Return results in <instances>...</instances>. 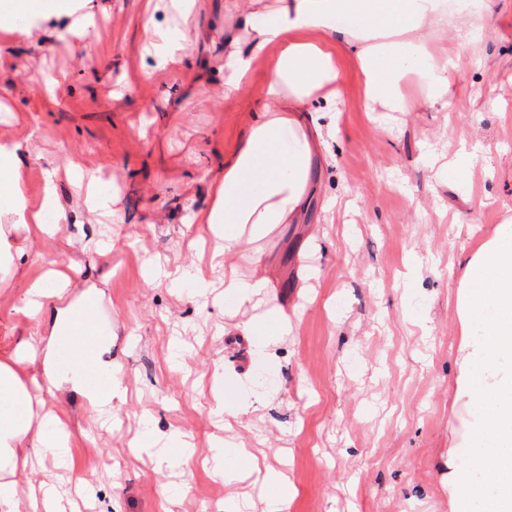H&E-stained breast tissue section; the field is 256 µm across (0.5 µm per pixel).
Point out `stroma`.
Here are the masks:
<instances>
[{"instance_id": "obj_1", "label": "stroma", "mask_w": 512, "mask_h": 512, "mask_svg": "<svg viewBox=\"0 0 512 512\" xmlns=\"http://www.w3.org/2000/svg\"><path fill=\"white\" fill-rule=\"evenodd\" d=\"M226 4L198 0L191 43L163 68L144 49V21L176 28L169 0H88L97 27L83 39L65 14L42 19L35 43L0 31V142L20 144L31 200L56 171L67 216L57 237L33 240L24 266L0 265V362L38 330L23 313L30 279L76 263L73 293L104 292L96 321L123 388L102 427L81 396L44 394L66 413L70 465L31 453L26 467L75 512H218L233 494L265 512L257 476L268 467L287 475L291 512H448V469L470 463L458 446V261L512 215V0H499L481 52L456 61L463 111L365 112L346 68L318 192L302 223L238 248L232 264L246 272L262 257L273 285L260 306L236 308L211 263L217 240L186 229L260 106V61L252 88L222 95ZM462 142L481 148L469 186L429 164ZM73 161L112 180L114 214L87 208L65 172ZM460 214L476 217L472 229ZM152 260L185 279L151 281ZM261 312L288 330L263 355L242 354L240 327ZM240 396L254 397L251 413L225 414ZM149 429L182 432L189 453L174 465L149 454ZM219 439L255 454L236 484L211 463ZM82 478L94 483L87 500Z\"/></svg>"}]
</instances>
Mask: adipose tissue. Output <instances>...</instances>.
Returning <instances> with one entry per match:
<instances>
[{
	"instance_id": "1",
	"label": "adipose tissue",
	"mask_w": 512,
	"mask_h": 512,
	"mask_svg": "<svg viewBox=\"0 0 512 512\" xmlns=\"http://www.w3.org/2000/svg\"><path fill=\"white\" fill-rule=\"evenodd\" d=\"M234 24L251 37L242 52L235 37L224 39V96L249 85L253 63L267 55L262 104L246 138L214 180L209 207L195 213L194 233L224 241L231 257L243 241L264 236L278 224L298 223L313 185V155L324 143L322 127L308 112L336 109L344 69L353 64L368 112H411L422 106L455 111L451 91L455 56L475 49L490 31L497 0H477L472 10L457 0H233ZM447 28L450 43H434V28ZM420 96L410 101L408 81ZM19 145L0 142V213L35 238L48 232L45 210L56 202L46 182L40 203L30 204L20 180ZM456 292V315L463 336L464 366L459 396L471 420L463 445L471 465L454 474L450 512H512V216L464 257ZM71 273L33 284L26 304L49 334L23 341L12 364L0 363V512H17L18 452L31 447L64 463L72 436L62 412L41 411L17 375L28 350L42 348L41 367L32 377L45 390L70 388L85 397L101 420L112 416L121 397L119 381L108 389L89 387L80 372L56 368V338L65 326L78 333L95 328L87 299L70 298Z\"/></svg>"
}]
</instances>
